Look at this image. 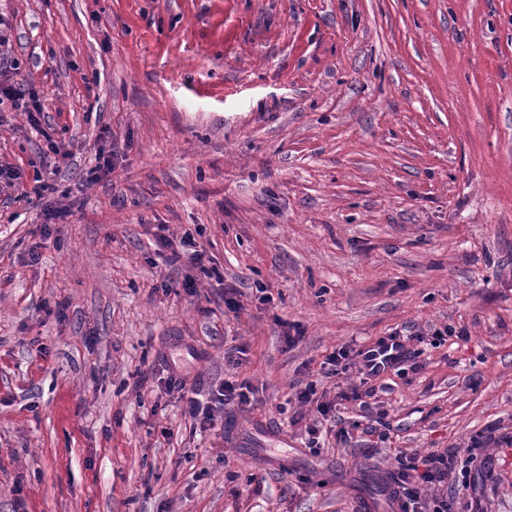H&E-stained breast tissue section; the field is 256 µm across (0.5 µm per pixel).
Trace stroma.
I'll return each instance as SVG.
<instances>
[{
  "instance_id": "35a3bbf8",
  "label": "stroma",
  "mask_w": 512,
  "mask_h": 512,
  "mask_svg": "<svg viewBox=\"0 0 512 512\" xmlns=\"http://www.w3.org/2000/svg\"><path fill=\"white\" fill-rule=\"evenodd\" d=\"M0 18V84L43 108L35 127L0 105V167L58 214L0 183V512H389L370 482L443 448L476 459L431 494L512 512V0H0ZM396 331L410 360L336 401L358 374L322 362ZM171 379L256 395L206 430Z\"/></svg>"
}]
</instances>
